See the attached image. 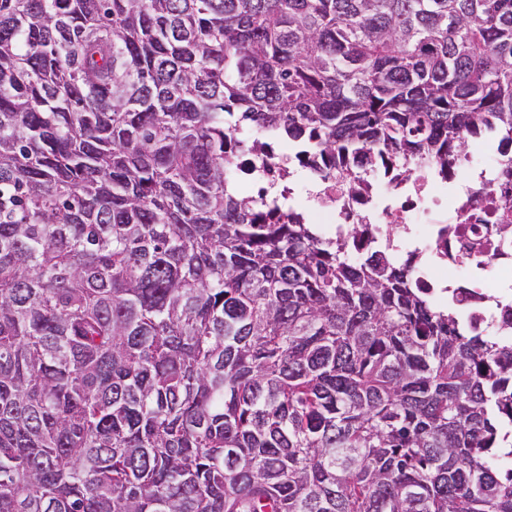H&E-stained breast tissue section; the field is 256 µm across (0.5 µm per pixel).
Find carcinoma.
I'll return each instance as SVG.
<instances>
[{"label": "carcinoma", "instance_id": "cac0c4a2", "mask_svg": "<svg viewBox=\"0 0 512 512\" xmlns=\"http://www.w3.org/2000/svg\"><path fill=\"white\" fill-rule=\"evenodd\" d=\"M275 130L512 145V0H0V512H512V344L226 182Z\"/></svg>", "mask_w": 512, "mask_h": 512}]
</instances>
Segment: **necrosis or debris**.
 I'll return each mask as SVG.
<instances>
[{
	"label": "necrosis or debris",
	"mask_w": 512,
	"mask_h": 512,
	"mask_svg": "<svg viewBox=\"0 0 512 512\" xmlns=\"http://www.w3.org/2000/svg\"><path fill=\"white\" fill-rule=\"evenodd\" d=\"M502 150L482 166L470 159L440 174L416 163L392 177L399 163L371 158L359 170L357 192L325 162L309 165L296 145L283 142L271 157L243 154L230 173L233 184L267 191L321 225L329 236L364 225L353 254L383 246L397 258L414 257V277L439 304H451L484 335L512 343V183L501 170ZM473 177L450 188L458 168Z\"/></svg>",
	"instance_id": "4bbe7bcc"
}]
</instances>
